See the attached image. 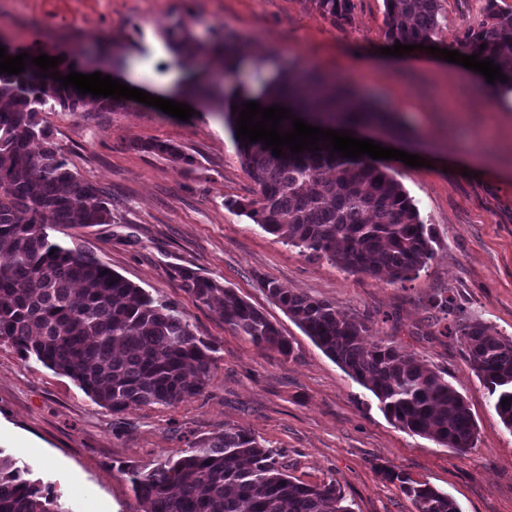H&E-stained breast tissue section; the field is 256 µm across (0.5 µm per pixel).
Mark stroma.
<instances>
[{
    "mask_svg": "<svg viewBox=\"0 0 512 512\" xmlns=\"http://www.w3.org/2000/svg\"><path fill=\"white\" fill-rule=\"evenodd\" d=\"M479 2L441 0L440 47L475 22ZM354 4L341 27L312 0H11L0 13V44L14 52L57 57L64 76L98 71L170 100L187 72L175 65L170 31L184 25L201 42L233 35L234 83L256 90L272 72L300 65L352 79L359 100L394 112L407 131L395 144L371 127L356 138L426 160L414 168L388 162L434 237L418 275L392 282L308 257L232 208L251 197L253 183L220 106L193 102L186 122L133 100L114 112L47 110L69 167L118 202L115 223L60 226L54 237L173 304L217 347L201 394L116 414L69 377L0 343V449L52 483L72 512H142L127 466L181 457L232 424L280 451L294 480L335 481L352 512H416L383 477L385 467L447 493L461 512H512V431L470 370L463 339L443 335L445 316L430 305L434 296H455L457 322L476 319L512 338V112L459 64L419 49L381 55L384 0ZM152 140L178 146L182 160L141 150ZM468 153L481 157L484 174L463 175L458 159ZM176 267L217 280L259 309L291 341L292 355L257 349L232 332L216 307L183 290ZM268 281L364 319L366 341L392 340L444 372L477 423L474 447L460 453L396 428L373 394L269 296Z\"/></svg>",
    "mask_w": 512,
    "mask_h": 512,
    "instance_id": "35a3bbf8",
    "label": "stroma"
}]
</instances>
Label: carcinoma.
Here are the masks:
<instances>
[{"instance_id":"cac0c4a2","label":"carcinoma","mask_w":512,"mask_h":512,"mask_svg":"<svg viewBox=\"0 0 512 512\" xmlns=\"http://www.w3.org/2000/svg\"><path fill=\"white\" fill-rule=\"evenodd\" d=\"M318 11L342 25L350 22L353 0H313ZM385 39L390 44H436L442 31L441 0H384ZM175 51L189 62L211 55L224 66V83L186 84L195 95L237 105L224 112L231 133L243 103L242 87H226L236 71L233 40L198 43L186 31L173 34ZM484 49H479L480 45ZM461 54L491 59L512 87V10L482 0L474 25L456 41ZM261 106L288 105L292 119L312 126L317 113L344 116L356 129L391 126V116L373 103L355 102L346 80L333 87L313 74H280L266 85ZM53 103L69 112H112L123 106L110 97L83 95L26 71L0 74V342L25 360L71 378L100 405L120 413L132 405L173 406L200 394L215 366V346L194 335L185 316L145 289L108 269L88 252L53 239L58 224L89 227L115 221L116 205L95 184L74 173L42 117ZM40 149L32 150L33 143ZM253 197L234 202L240 212L286 245L323 257L341 269L404 282L433 254L431 231L389 167L363 155L341 158L320 150L277 157L264 143L236 140ZM141 149L173 160L184 156L164 141ZM173 275L196 300L214 305L224 324L261 350L291 354L288 339L251 303L232 289L191 269ZM273 298L306 336L349 376L369 390L398 429L463 452L474 447L476 423L464 398L436 371L392 342L366 344L368 327L325 300L265 283ZM463 337L466 361L506 429L512 432V338L491 333L478 320L446 327ZM508 399V404L501 401ZM279 451L262 447L241 426L194 443L178 459L125 470L143 512H352L336 482L308 485L293 480L278 461ZM27 464L0 455V512H68L53 485L31 480ZM399 482L416 512H461L447 494L401 472L383 471Z\"/></svg>"}]
</instances>
